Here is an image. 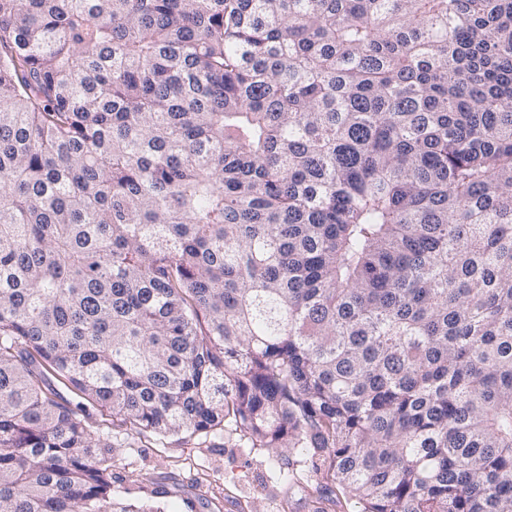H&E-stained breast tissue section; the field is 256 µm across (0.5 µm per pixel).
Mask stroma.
I'll list each match as a JSON object with an SVG mask.
<instances>
[{
	"mask_svg": "<svg viewBox=\"0 0 512 512\" xmlns=\"http://www.w3.org/2000/svg\"><path fill=\"white\" fill-rule=\"evenodd\" d=\"M82 418L111 441L112 494L130 503L162 512H356L354 500L320 483L310 464H289L284 449L248 447L241 434L140 432L93 407ZM286 468L289 484L280 476Z\"/></svg>",
	"mask_w": 512,
	"mask_h": 512,
	"instance_id": "35a3bbf8",
	"label": "stroma"
}]
</instances>
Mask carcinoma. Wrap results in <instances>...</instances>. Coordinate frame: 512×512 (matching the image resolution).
<instances>
[{
	"label": "carcinoma",
	"mask_w": 512,
	"mask_h": 512,
	"mask_svg": "<svg viewBox=\"0 0 512 512\" xmlns=\"http://www.w3.org/2000/svg\"><path fill=\"white\" fill-rule=\"evenodd\" d=\"M89 405L512 512V0H0V512H161Z\"/></svg>",
	"instance_id": "1"
}]
</instances>
